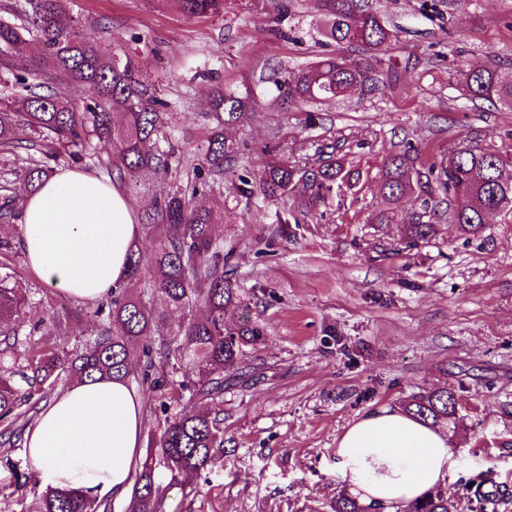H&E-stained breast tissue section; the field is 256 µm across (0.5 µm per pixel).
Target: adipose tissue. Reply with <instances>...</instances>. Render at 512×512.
I'll list each match as a JSON object with an SVG mask.
<instances>
[{"mask_svg":"<svg viewBox=\"0 0 512 512\" xmlns=\"http://www.w3.org/2000/svg\"><path fill=\"white\" fill-rule=\"evenodd\" d=\"M21 247L35 274L82 301L107 295L126 272L139 235L119 185L59 169L24 203ZM142 402L125 382L77 381L46 405L22 448L53 490L123 496L141 458ZM458 464L447 435L401 409L365 412L336 445V473L347 494L393 512L446 484Z\"/></svg>","mask_w":512,"mask_h":512,"instance_id":"obj_1","label":"adipose tissue"}]
</instances>
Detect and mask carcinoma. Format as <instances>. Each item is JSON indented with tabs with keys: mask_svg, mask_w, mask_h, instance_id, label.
<instances>
[{
	"mask_svg": "<svg viewBox=\"0 0 512 512\" xmlns=\"http://www.w3.org/2000/svg\"><path fill=\"white\" fill-rule=\"evenodd\" d=\"M182 11L204 16L216 13L223 0H172ZM24 23L12 22L13 6H3L0 17V84L15 92L14 103L0 106V151L34 150L18 174V186L0 198V218L22 219L19 197L37 190L53 173L48 161L65 147L93 142L112 149L110 181L126 193L152 194L151 208L139 218L142 233L155 238L145 255L131 253L126 276L97 300L95 316H104L94 338L72 351L53 343L42 349L23 350L18 369L0 365V447L13 446L26 428L39 418L59 380L112 379L128 381L130 348L140 346L138 379L148 395L160 400L167 413L165 425L154 439L155 452L171 473L188 482L224 448L223 420L219 415L191 409L198 401L223 398L224 386L244 384L247 349L263 339L264 328L248 319L234 326L224 322L225 310L242 303L232 277L224 271V246L213 234L224 215L196 202L207 179L222 177L238 161V147L224 138L223 126L243 118L253 101L209 89L216 125L203 146L206 175L186 188L159 191L171 174L172 146L166 145V103L143 81L134 59L110 55L77 35L65 24L64 0H27ZM317 32L324 44L346 45L359 57L334 53L297 68H285L273 80L278 98L290 107L340 101L353 89L382 90L385 54L394 27L381 14L366 8L364 0H315ZM33 36L42 44L39 59L28 68L17 63L14 49ZM466 96L471 100L497 99L512 110V82L501 80L493 67L472 65L464 72ZM124 116L115 125L112 116ZM314 163L309 158L291 161L274 158L267 164L255 192L264 198L288 196L296 183L308 193L298 205L311 214L326 205L337 190L355 192L361 172L336 145L318 142ZM413 146L392 154L378 173L382 207L376 224H401L398 203L407 195H423L419 211L402 224L399 245L412 250L436 237L439 224L457 225L459 233L477 237L488 216L512 206V164L491 146L453 149L448 159L427 168L416 165ZM165 298L167 310L154 311L150 297ZM29 306L22 289L0 277V362L17 352L19 329L7 320ZM167 322L174 339L156 338L155 328ZM178 354L185 367L179 384L168 379L170 356ZM188 394L185 408L168 412L174 399L169 389ZM404 412L432 427L456 421L457 407L448 385H437L402 404ZM95 502L80 492L49 490L40 512H93ZM165 497L154 480L153 458L145 459L136 474L127 512H164ZM448 490L438 486L407 512H451ZM333 512H366L356 499L343 494Z\"/></svg>",
	"mask_w": 512,
	"mask_h": 512,
	"instance_id": "1",
	"label": "carcinoma"
}]
</instances>
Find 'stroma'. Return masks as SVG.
Segmentation results:
<instances>
[{
    "mask_svg": "<svg viewBox=\"0 0 512 512\" xmlns=\"http://www.w3.org/2000/svg\"><path fill=\"white\" fill-rule=\"evenodd\" d=\"M396 27L387 86L345 100L288 111L275 102L281 68L325 51L315 0H224L219 13L180 11L172 0H66V15L87 42L131 55L168 103L175 147L170 185L189 184L212 127L207 90L219 84L251 95L255 107L224 135L239 145L235 173L214 183L202 204L222 212L215 236L231 249L244 301L224 319L266 328L251 350L247 386L219 403L224 450L191 488L164 465L156 481L166 512H332L342 486L336 443L365 411L396 407L413 393L448 384L461 403L448 440L459 459L447 489L457 512H480L474 492L489 474L512 485V215L490 216L481 237L441 225L436 238L399 252L396 224H376L372 175L389 154L413 145L420 163L462 144H493L512 160V110L467 99L470 65L512 80V0H369ZM285 29L287 37L276 36ZM356 153L357 197L333 198L324 215L280 228L276 212L297 206L243 198L239 175L258 180L271 154L300 153L310 141ZM22 227L0 226L14 243L7 262L33 302L20 338H40L53 313L80 307L31 270L17 243ZM46 491L22 447L0 454V512H38Z\"/></svg>",
    "mask_w": 512,
    "mask_h": 512,
    "instance_id": "stroma-1",
    "label": "stroma"
}]
</instances>
